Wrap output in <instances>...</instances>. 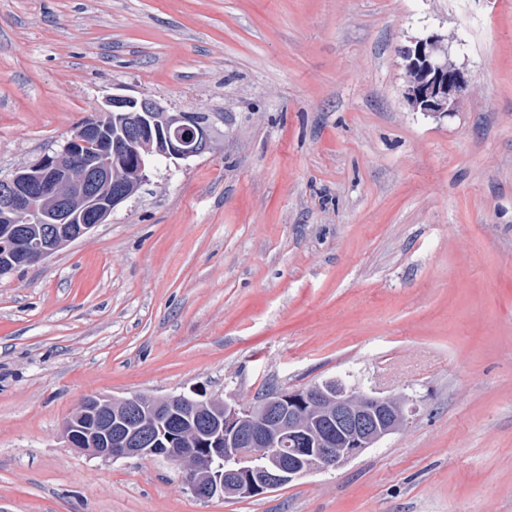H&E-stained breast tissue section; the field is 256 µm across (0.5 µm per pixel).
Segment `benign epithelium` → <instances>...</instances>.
Returning a JSON list of instances; mask_svg holds the SVG:
<instances>
[{"instance_id":"7a95c632","label":"benign epithelium","mask_w":512,"mask_h":512,"mask_svg":"<svg viewBox=\"0 0 512 512\" xmlns=\"http://www.w3.org/2000/svg\"><path fill=\"white\" fill-rule=\"evenodd\" d=\"M448 36L427 33L401 52L403 67L422 82L404 88L414 110L435 117L458 111L481 87L461 67L437 55ZM125 130L108 132L112 112ZM164 108L150 98L114 94L102 116L80 125L62 151L42 156L0 180V217L21 224L0 233V272L55 256L103 224L148 181L138 148L158 128ZM165 158L187 161L211 149L210 123L200 112L170 117ZM134 154L132 175L112 176V157ZM401 395L375 396L338 382L276 389L257 402H228L201 392L151 399L88 397L65 422L70 447L103 460H165L182 472L198 499L263 495L303 475L337 468L400 430Z\"/></svg>"}]
</instances>
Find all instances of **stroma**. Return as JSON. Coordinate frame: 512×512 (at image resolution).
I'll use <instances>...</instances> for the list:
<instances>
[{
    "mask_svg": "<svg viewBox=\"0 0 512 512\" xmlns=\"http://www.w3.org/2000/svg\"><path fill=\"white\" fill-rule=\"evenodd\" d=\"M430 32L482 88L442 119L403 96ZM115 94L217 135L0 276V512H512V0H0V178ZM336 377L403 427L254 498L62 433L92 395Z\"/></svg>",
    "mask_w": 512,
    "mask_h": 512,
    "instance_id": "1",
    "label": "stroma"
}]
</instances>
